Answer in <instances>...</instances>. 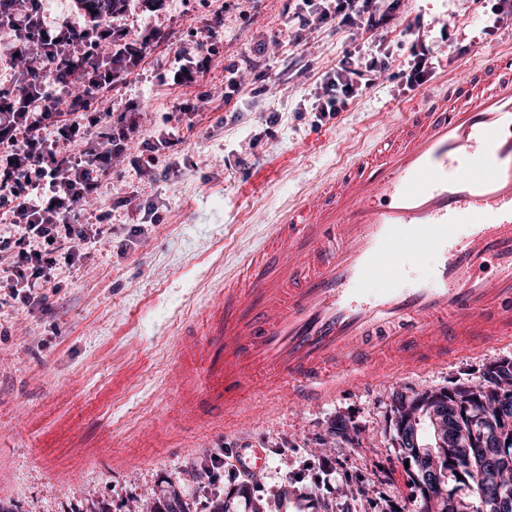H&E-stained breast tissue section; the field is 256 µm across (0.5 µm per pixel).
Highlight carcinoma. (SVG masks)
Returning a JSON list of instances; mask_svg holds the SVG:
<instances>
[{
    "instance_id": "carcinoma-1",
    "label": "carcinoma",
    "mask_w": 512,
    "mask_h": 512,
    "mask_svg": "<svg viewBox=\"0 0 512 512\" xmlns=\"http://www.w3.org/2000/svg\"><path fill=\"white\" fill-rule=\"evenodd\" d=\"M502 364L506 365L503 387L479 382L472 386L455 385L438 392L416 393L395 407V431L400 439L399 447L405 459L412 464L408 468V475L414 489L411 504L415 512H462L454 502L453 493L429 484L419 460L411 453L413 435L420 432L422 427V414L431 409L444 411L454 418L455 425L467 431L465 436L457 438V443L448 448H438L435 454L442 485H447L448 479L453 478L455 482L473 491L474 501L467 512H483L485 486L473 477L477 468L473 448L477 447L481 430L497 432L501 447L505 448L509 463L512 464V412L503 414L498 409L502 398L512 400V360L496 362L498 366ZM153 512H186L185 502L178 493L173 492Z\"/></svg>"
}]
</instances>
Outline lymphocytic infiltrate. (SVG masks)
<instances>
[{
  "mask_svg": "<svg viewBox=\"0 0 512 512\" xmlns=\"http://www.w3.org/2000/svg\"><path fill=\"white\" fill-rule=\"evenodd\" d=\"M401 0H298L300 28L352 27L364 33L403 28L411 65L401 71L406 87L432 76L431 49L421 38L422 19L402 25ZM151 39L122 33L115 14H57L48 0H6L0 8V61L26 73L22 82L0 84V288L27 306L46 308L44 287L59 265L80 263L84 245L103 235L111 210L98 208L93 222L78 216L112 177L133 143L145 155L139 174L162 176V152L181 138L173 128L154 127L141 140L136 121H113L112 92L148 53ZM216 50L195 40L176 65L157 76L167 87L198 84ZM387 64L345 53L325 72L312 105L317 119L344 111L375 85Z\"/></svg>",
  "mask_w": 512,
  "mask_h": 512,
  "instance_id": "1",
  "label": "lymphocytic infiltrate"
}]
</instances>
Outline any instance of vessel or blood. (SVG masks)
I'll return each instance as SVG.
<instances>
[{
    "instance_id": "vessel-or-blood-1",
    "label": "vessel or blood",
    "mask_w": 512,
    "mask_h": 512,
    "mask_svg": "<svg viewBox=\"0 0 512 512\" xmlns=\"http://www.w3.org/2000/svg\"><path fill=\"white\" fill-rule=\"evenodd\" d=\"M431 266H424L425 258ZM381 288H366L377 271ZM512 336V50L418 96L284 210L184 344L216 420L264 382L301 403Z\"/></svg>"
}]
</instances>
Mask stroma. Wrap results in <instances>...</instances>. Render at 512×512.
<instances>
[{"instance_id":"stroma-1","label":"stroma","mask_w":512,"mask_h":512,"mask_svg":"<svg viewBox=\"0 0 512 512\" xmlns=\"http://www.w3.org/2000/svg\"><path fill=\"white\" fill-rule=\"evenodd\" d=\"M289 0H137L122 27L129 37L160 33L145 59L112 93L114 113L168 115L182 141L160 157L167 177L140 176L120 163L99 203L112 208V231L82 264L61 267L47 289L50 313L12 299L0 304V500L13 512H153L170 490L212 512L193 469L215 484L229 512H413L393 410L399 397L476 382L483 369L512 360V341L485 345L421 372L393 370L322 402L268 403L248 388L238 422L218 429L195 419L174 372L186 323L203 330V312L242 261L267 243L281 211L358 150L378 141L389 114L414 91L398 77L410 61L399 32L370 36L320 26L297 31ZM403 22L434 28V77L425 92L462 78L475 57L512 46V14L491 25L475 0H403ZM219 48L199 85L166 87L156 74L189 38ZM264 45L266 80L252 93L246 73L229 92L226 67ZM387 57L376 84L336 117L315 124L311 106L322 74L347 51ZM307 62L299 72L298 62ZM211 101L197 99L201 89ZM277 115L274 138L265 120ZM226 124H218V117ZM247 157L249 169L236 160ZM136 206L123 205L128 194ZM157 212L161 221L144 222ZM143 227L139 245L121 239ZM345 419L346 435L333 432ZM267 452L263 478L232 480L210 470L229 448Z\"/></svg>"}]
</instances>
